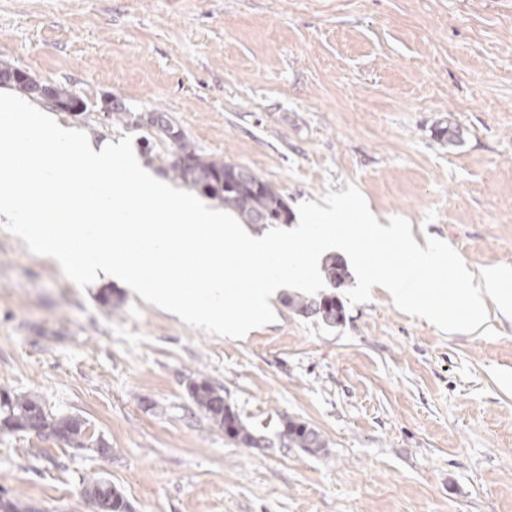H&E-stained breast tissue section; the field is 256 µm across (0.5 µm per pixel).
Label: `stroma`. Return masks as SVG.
Instances as JSON below:
<instances>
[{"mask_svg": "<svg viewBox=\"0 0 512 512\" xmlns=\"http://www.w3.org/2000/svg\"><path fill=\"white\" fill-rule=\"evenodd\" d=\"M0 62L82 97L94 144L139 139L108 101L165 112L204 155L290 209L354 185L380 223L512 266V0H0ZM453 127L456 145L438 132ZM81 288L0 227V387L87 422L98 454L0 435L23 512H512V319L447 334L380 289L331 328L297 315L241 340L113 287ZM208 379L259 437L230 440L186 386ZM329 452L281 447L283 417ZM83 492L86 498L94 505L100 506L98 512H131V505L118 487L112 486L111 482L91 476L83 478Z\"/></svg>", "mask_w": 512, "mask_h": 512, "instance_id": "1", "label": "stroma"}]
</instances>
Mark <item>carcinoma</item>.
I'll list each match as a JSON object with an SVG mask.
<instances>
[{"instance_id":"cac0c4a2","label":"carcinoma","mask_w":512,"mask_h":512,"mask_svg":"<svg viewBox=\"0 0 512 512\" xmlns=\"http://www.w3.org/2000/svg\"><path fill=\"white\" fill-rule=\"evenodd\" d=\"M12 84L16 89L34 98H50V103L64 112L78 115L85 112L83 99L63 84L51 85L31 73L13 67L0 68V84ZM128 118V123L146 130L141 137L145 151L151 153L159 145H167L164 155L153 159L162 164V170L206 197L218 201L235 212L246 224L258 228L287 224L291 211L281 193L249 167L230 161L206 157L198 152L184 131L165 112L137 113L123 103L110 108ZM325 276L332 288L347 284L348 272L344 263L333 258L325 266ZM288 306L302 316L316 317L328 326L342 323L343 304L336 295L312 299L287 300ZM197 409L213 423L224 429V434L237 443L254 448L256 437L250 426L234 411L224 391L206 379H194L187 386ZM21 431L35 435L64 432L65 444L86 446V422L73 415H58L47 410L36 396L15 394L0 389V434ZM277 437L286 448H300L313 455L328 454V443L314 427L285 418L280 422ZM86 498L100 506V512H131V505L123 491L110 481L91 476L82 481Z\"/></svg>"}]
</instances>
